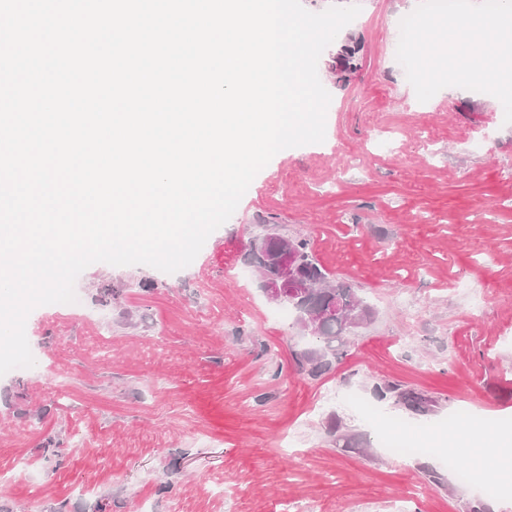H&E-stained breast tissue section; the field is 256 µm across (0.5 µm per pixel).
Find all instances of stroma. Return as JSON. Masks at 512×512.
I'll list each match as a JSON object with an SVG mask.
<instances>
[{"label": "stroma", "instance_id": "35a3bbf8", "mask_svg": "<svg viewBox=\"0 0 512 512\" xmlns=\"http://www.w3.org/2000/svg\"><path fill=\"white\" fill-rule=\"evenodd\" d=\"M358 2L339 36L361 68L343 85L319 58L324 142L278 152L188 267L95 263L75 306L30 313L35 364L0 376V512H512V461L427 438L512 432V124L487 93L419 102L396 59L419 0ZM266 222L376 311L321 376L246 257Z\"/></svg>", "mask_w": 512, "mask_h": 512}]
</instances>
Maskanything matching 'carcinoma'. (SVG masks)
Wrapping results in <instances>:
<instances>
[{"label":"carcinoma","instance_id":"1","mask_svg":"<svg viewBox=\"0 0 512 512\" xmlns=\"http://www.w3.org/2000/svg\"><path fill=\"white\" fill-rule=\"evenodd\" d=\"M339 49L340 57L332 65V72L336 74V81L346 82L360 66L363 44L348 38L339 45ZM260 237L270 238L264 260L265 272H271L272 258L278 247L289 245L297 256L304 278L310 282L306 305L309 313L320 316L313 336L318 346L304 352L302 358L309 374L320 376L330 369L333 360L344 354L351 335L355 333L345 315L365 311L372 316L373 308L348 283L334 277L318 263L310 252L307 239L286 238L273 227L265 229ZM398 397L408 408L418 412L429 404L427 398L413 391L401 392Z\"/></svg>","mask_w":512,"mask_h":512}]
</instances>
